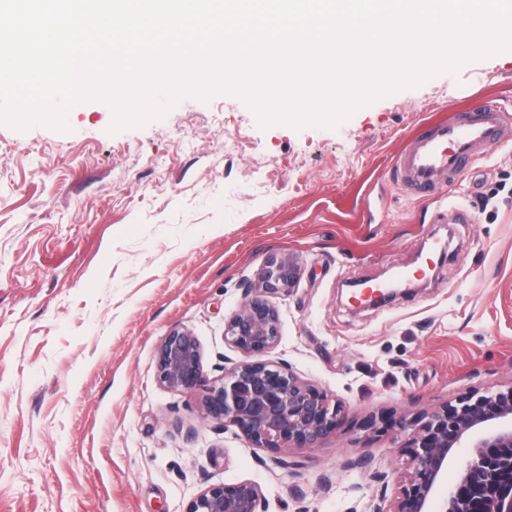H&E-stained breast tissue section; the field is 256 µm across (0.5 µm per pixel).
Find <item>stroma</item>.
Returning a JSON list of instances; mask_svg holds the SVG:
<instances>
[{"mask_svg": "<svg viewBox=\"0 0 512 512\" xmlns=\"http://www.w3.org/2000/svg\"><path fill=\"white\" fill-rule=\"evenodd\" d=\"M512 102V51L441 72L332 128L261 127L232 94L181 98L111 131L99 100L68 131L0 123V512H185L211 484L252 481L266 512H387L405 414L512 383V139L479 155L446 199L388 168L439 105ZM460 206L471 221L452 224ZM447 257L377 307L352 281ZM272 255L266 358L339 403L336 430L277 465L203 388L156 378L175 328L198 339L205 381L242 355L224 323ZM374 430H364L368 419Z\"/></svg>", "mask_w": 512, "mask_h": 512, "instance_id": "stroma-1", "label": "stroma"}]
</instances>
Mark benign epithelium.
I'll list each match as a JSON object with an SVG mask.
<instances>
[{
    "label": "benign epithelium",
    "mask_w": 512,
    "mask_h": 512,
    "mask_svg": "<svg viewBox=\"0 0 512 512\" xmlns=\"http://www.w3.org/2000/svg\"><path fill=\"white\" fill-rule=\"evenodd\" d=\"M297 266L273 256L257 282L246 288L240 308L224 325V343L244 360L224 369L207 388L204 417L236 426L257 448L279 455L313 448L335 432L340 407L287 369L264 359L278 341L279 316L266 294L294 282ZM160 386L191 390L203 382L202 352L195 336L175 328L162 341L156 362ZM406 435L398 492L387 512H512V383L503 389L472 391L435 408L396 421ZM459 448L472 453L438 496L448 465ZM254 482L212 484L185 512H263Z\"/></svg>",
    "instance_id": "benign-epithelium-1"
}]
</instances>
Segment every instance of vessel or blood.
Masks as SVG:
<instances>
[{
  "mask_svg": "<svg viewBox=\"0 0 512 512\" xmlns=\"http://www.w3.org/2000/svg\"><path fill=\"white\" fill-rule=\"evenodd\" d=\"M512 132V111L489 102L453 108L448 120L426 123L408 141L389 169L396 184L421 195H435L461 178L479 153L502 144Z\"/></svg>",
  "mask_w": 512,
  "mask_h": 512,
  "instance_id": "1",
  "label": "vessel or blood"
}]
</instances>
